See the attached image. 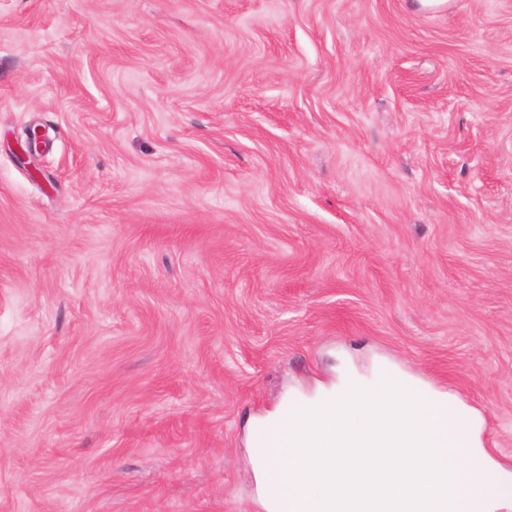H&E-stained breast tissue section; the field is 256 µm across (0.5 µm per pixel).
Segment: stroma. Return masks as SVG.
<instances>
[{"label": "stroma", "instance_id": "obj_1", "mask_svg": "<svg viewBox=\"0 0 512 512\" xmlns=\"http://www.w3.org/2000/svg\"><path fill=\"white\" fill-rule=\"evenodd\" d=\"M419 2L0 0V512H262L341 355L512 466V0Z\"/></svg>", "mask_w": 512, "mask_h": 512}]
</instances>
